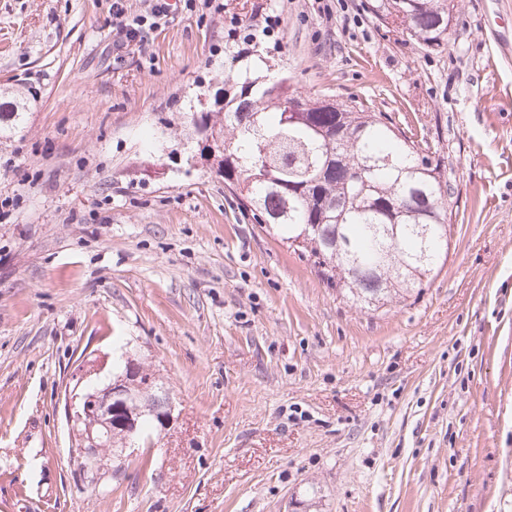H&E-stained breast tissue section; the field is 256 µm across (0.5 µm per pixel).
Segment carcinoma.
<instances>
[{
  "label": "carcinoma",
  "instance_id": "carcinoma-1",
  "mask_svg": "<svg viewBox=\"0 0 512 512\" xmlns=\"http://www.w3.org/2000/svg\"><path fill=\"white\" fill-rule=\"evenodd\" d=\"M454 0H371L382 22H398L423 48L448 39ZM0 139L19 128L27 102L0 89ZM293 97L309 108L294 112ZM222 122L203 109L194 125L218 128L212 154L224 178L240 182L241 201L283 240L297 238L326 283L370 307L380 294L391 303L411 295L443 261L445 227L457 193L444 158L408 126L361 102L314 98L281 79L249 77L224 98Z\"/></svg>",
  "mask_w": 512,
  "mask_h": 512
}]
</instances>
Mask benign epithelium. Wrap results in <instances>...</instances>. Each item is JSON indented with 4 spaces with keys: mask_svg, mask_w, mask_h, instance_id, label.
<instances>
[{
    "mask_svg": "<svg viewBox=\"0 0 512 512\" xmlns=\"http://www.w3.org/2000/svg\"><path fill=\"white\" fill-rule=\"evenodd\" d=\"M133 368L123 374L113 376L101 386H88L82 393H74L66 402V419L74 439V451L90 470L102 471L110 466L112 458L117 456L112 427L120 425L124 429L123 447L132 445L138 435L134 414L127 410L130 403L137 400L139 391L151 384V378L145 383L135 382ZM160 404L152 410L155 428L163 433L172 420L174 405L170 393L162 388L157 397Z\"/></svg>",
    "mask_w": 512,
    "mask_h": 512,
    "instance_id": "1",
    "label": "benign epithelium"
}]
</instances>
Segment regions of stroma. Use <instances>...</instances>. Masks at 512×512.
Returning <instances> with one entry per match:
<instances>
[{"mask_svg": "<svg viewBox=\"0 0 512 512\" xmlns=\"http://www.w3.org/2000/svg\"><path fill=\"white\" fill-rule=\"evenodd\" d=\"M177 5L146 52L112 0H0V512H512V0L421 48L369 0ZM406 120L458 191L420 292L367 310L262 230L191 118L241 72ZM133 346L174 419L120 474L66 399ZM0 89V96L11 94L12 100L0 102V139L10 138L19 128L26 112L27 102L19 90Z\"/></svg>", "mask_w": 512, "mask_h": 512, "instance_id": "35a3bbf8", "label": "stroma"}]
</instances>
